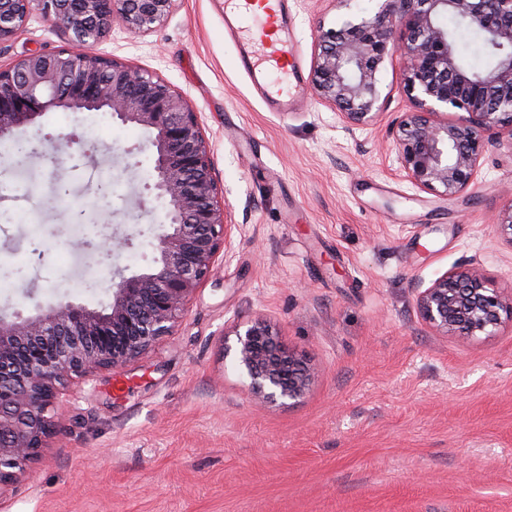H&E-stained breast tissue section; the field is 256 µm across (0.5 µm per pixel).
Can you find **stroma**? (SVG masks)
<instances>
[{
  "instance_id": "35a3bbf8",
  "label": "stroma",
  "mask_w": 512,
  "mask_h": 512,
  "mask_svg": "<svg viewBox=\"0 0 512 512\" xmlns=\"http://www.w3.org/2000/svg\"><path fill=\"white\" fill-rule=\"evenodd\" d=\"M332 0H289L308 76ZM66 41L40 10L0 44V67ZM96 54L157 72L183 94L238 224L230 259L193 294L171 336L134 362L69 384L60 435L0 497V512H512V322L444 336L415 288L475 262L512 294V141L489 145L481 181L448 200L398 172L388 133L411 109L386 60L373 126L347 131L301 91L288 112L258 91L224 35L222 0H178L139 35L114 24ZM77 139L61 168L0 158V312L110 301L113 273L146 272L167 209L152 189V131L54 109L16 131L23 148ZM66 196L49 208L45 199ZM130 244L106 257L112 234ZM266 320L316 370L299 401L260 405L225 349Z\"/></svg>"
}]
</instances>
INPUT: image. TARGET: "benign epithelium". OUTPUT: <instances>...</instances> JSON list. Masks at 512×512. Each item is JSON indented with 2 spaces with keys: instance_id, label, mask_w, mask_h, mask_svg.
I'll return each instance as SVG.
<instances>
[{
  "instance_id": "obj_1",
  "label": "benign epithelium",
  "mask_w": 512,
  "mask_h": 512,
  "mask_svg": "<svg viewBox=\"0 0 512 512\" xmlns=\"http://www.w3.org/2000/svg\"><path fill=\"white\" fill-rule=\"evenodd\" d=\"M176 2L0 0V44L35 7L68 41L56 53H33L0 69V139L52 108H106L155 132L154 189L169 205L168 228L156 237L155 267L119 276L107 306L61 303L0 316V496L52 447V411L68 383L121 369L172 335L193 293L233 252L236 225L227 221L198 113L157 74L91 52L116 21L135 33L156 31ZM446 15L483 33L496 55L490 70L475 75L464 65L441 24ZM396 53L412 105L390 129L399 173L423 192L459 197L479 184L487 146L512 141V0H380L372 14L350 13L338 29L320 27L310 89L347 127L366 129L383 105L381 67ZM72 144L61 137L51 152L27 156L58 167L72 155ZM496 230L512 247V203ZM416 308L445 336H490L503 319L512 321V295L489 287L473 262L418 286ZM236 336V365L258 402L306 394L314 369L281 344L267 321L256 319Z\"/></svg>"
}]
</instances>
